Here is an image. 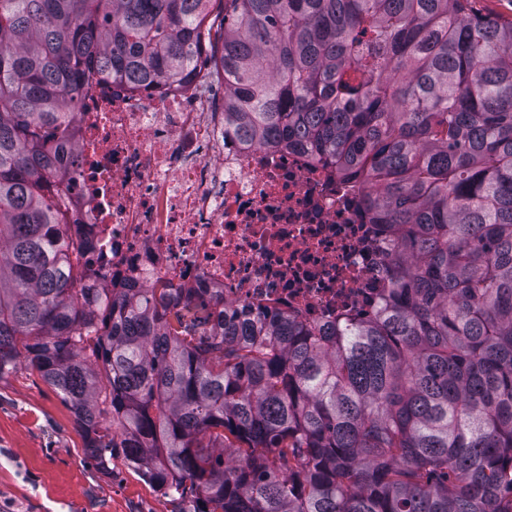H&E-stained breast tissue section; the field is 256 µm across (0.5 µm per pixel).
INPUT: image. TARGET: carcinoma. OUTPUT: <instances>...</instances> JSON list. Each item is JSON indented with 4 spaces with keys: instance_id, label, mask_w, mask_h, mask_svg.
I'll use <instances>...</instances> for the list:
<instances>
[{
    "instance_id": "cac0c4a2",
    "label": "carcinoma",
    "mask_w": 512,
    "mask_h": 512,
    "mask_svg": "<svg viewBox=\"0 0 512 512\" xmlns=\"http://www.w3.org/2000/svg\"><path fill=\"white\" fill-rule=\"evenodd\" d=\"M212 2L0 0V379L37 371L104 474L121 448L181 512H512V21L470 0ZM94 68L220 74L224 130L367 185L394 241L381 311L316 328L80 287L48 188Z\"/></svg>"
}]
</instances>
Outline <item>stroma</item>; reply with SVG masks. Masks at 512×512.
Here are the masks:
<instances>
[{"label":"stroma","instance_id":"obj_1","mask_svg":"<svg viewBox=\"0 0 512 512\" xmlns=\"http://www.w3.org/2000/svg\"><path fill=\"white\" fill-rule=\"evenodd\" d=\"M114 449L103 475L60 397L27 366L0 379V512H180Z\"/></svg>","mask_w":512,"mask_h":512}]
</instances>
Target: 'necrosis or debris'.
Instances as JSON below:
<instances>
[{"label": "necrosis or debris", "instance_id": "obj_1", "mask_svg": "<svg viewBox=\"0 0 512 512\" xmlns=\"http://www.w3.org/2000/svg\"><path fill=\"white\" fill-rule=\"evenodd\" d=\"M203 84L89 76L62 193L88 278L207 288L316 327L378 311L392 244L362 223L357 187L305 151L225 135Z\"/></svg>", "mask_w": 512, "mask_h": 512}]
</instances>
